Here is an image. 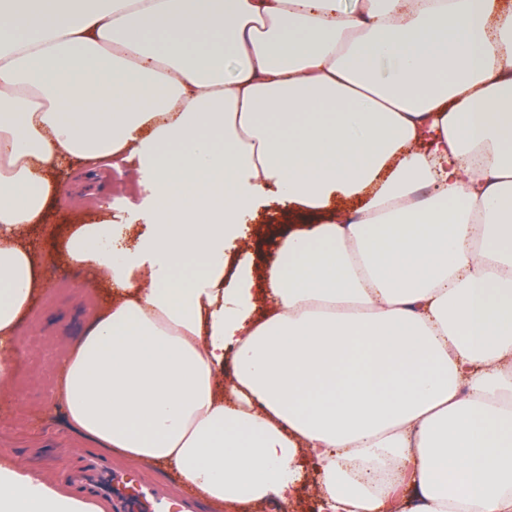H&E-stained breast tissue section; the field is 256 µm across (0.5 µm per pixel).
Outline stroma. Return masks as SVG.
<instances>
[{"label": "stroma", "instance_id": "1", "mask_svg": "<svg viewBox=\"0 0 512 512\" xmlns=\"http://www.w3.org/2000/svg\"><path fill=\"white\" fill-rule=\"evenodd\" d=\"M145 174L128 170L125 180L106 166L97 170L93 186L82 172L66 179L72 206L55 212L50 222L66 226L74 218L90 221L101 216L127 215L146 198ZM31 240L50 254L51 241L39 232ZM51 256V254H50ZM99 283L60 256H51L44 294L36 301L22 336L8 348L17 381L0 388V448L19 451L22 465L68 482L91 442L67 426L54 407L46 385L55 376L59 348L77 340L86 327L88 298H102Z\"/></svg>", "mask_w": 512, "mask_h": 512}]
</instances>
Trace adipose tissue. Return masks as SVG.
<instances>
[{
  "label": "adipose tissue",
  "mask_w": 512,
  "mask_h": 512,
  "mask_svg": "<svg viewBox=\"0 0 512 512\" xmlns=\"http://www.w3.org/2000/svg\"><path fill=\"white\" fill-rule=\"evenodd\" d=\"M66 161L150 178L141 228L60 238L110 287L51 390L81 434L217 512H287L306 462L322 512H512L502 0H0L1 346ZM0 512L105 508L2 448ZM278 216L274 206L259 212L253 222L249 223L251 229L249 237L240 244L241 256L245 253L250 254V257L255 260V265H258L274 250V237L261 236L260 231L263 233L270 226H280L279 230H284V224H278Z\"/></svg>",
  "instance_id": "obj_1"
}]
</instances>
